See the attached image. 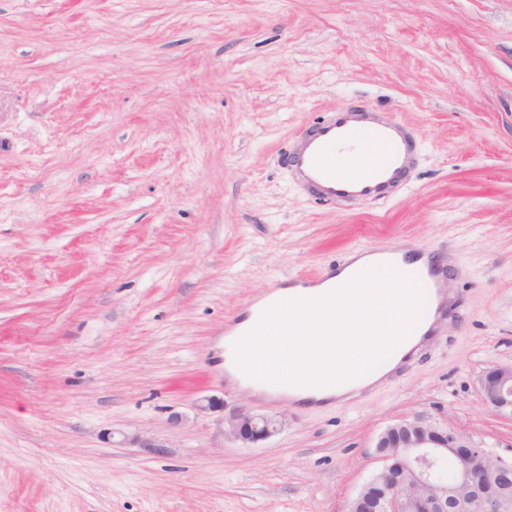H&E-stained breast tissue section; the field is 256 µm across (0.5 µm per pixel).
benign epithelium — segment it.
Returning a JSON list of instances; mask_svg holds the SVG:
<instances>
[{"label": "benign epithelium", "instance_id": "1", "mask_svg": "<svg viewBox=\"0 0 512 512\" xmlns=\"http://www.w3.org/2000/svg\"><path fill=\"white\" fill-rule=\"evenodd\" d=\"M481 390L488 408L512 416V367L487 369ZM224 435L244 447L279 431L282 422L265 414L238 411L223 418ZM377 447L381 470L352 500L349 512H512V500L499 484L512 475V457L491 452L482 441L423 417L389 426ZM462 449L460 493L442 485L434 473L438 455Z\"/></svg>", "mask_w": 512, "mask_h": 512}]
</instances>
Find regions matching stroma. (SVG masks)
<instances>
[{
	"label": "stroma",
	"instance_id": "1",
	"mask_svg": "<svg viewBox=\"0 0 512 512\" xmlns=\"http://www.w3.org/2000/svg\"><path fill=\"white\" fill-rule=\"evenodd\" d=\"M356 104L411 128V185L306 200L279 156ZM368 246L446 263L458 314L410 365L319 409L227 381L255 298ZM496 366L512 0H0V512H347L396 421L512 455ZM238 410L283 426L242 447ZM481 390L488 408L512 418V367L487 369L481 378Z\"/></svg>",
	"mask_w": 512,
	"mask_h": 512
}]
</instances>
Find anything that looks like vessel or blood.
I'll return each instance as SVG.
<instances>
[{"label":"vessel or blood","mask_w":512,"mask_h":512,"mask_svg":"<svg viewBox=\"0 0 512 512\" xmlns=\"http://www.w3.org/2000/svg\"><path fill=\"white\" fill-rule=\"evenodd\" d=\"M289 176L306 196L345 204L393 197L416 165L408 127L373 108L329 113L296 135L287 158Z\"/></svg>","instance_id":"vessel-or-blood-1"}]
</instances>
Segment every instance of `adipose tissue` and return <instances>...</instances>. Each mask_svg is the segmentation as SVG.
Instances as JSON below:
<instances>
[{
	"label": "adipose tissue",
	"instance_id": "adipose-tissue-1",
	"mask_svg": "<svg viewBox=\"0 0 512 512\" xmlns=\"http://www.w3.org/2000/svg\"><path fill=\"white\" fill-rule=\"evenodd\" d=\"M440 298L369 255L324 283L290 284L251 306L224 336V371L255 393L331 404L382 385L431 336Z\"/></svg>",
	"mask_w": 512,
	"mask_h": 512
}]
</instances>
